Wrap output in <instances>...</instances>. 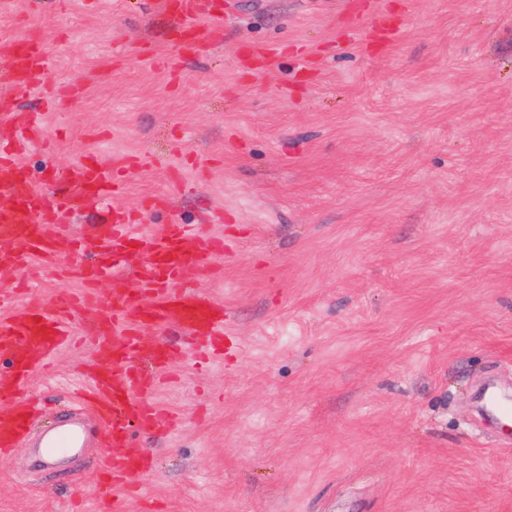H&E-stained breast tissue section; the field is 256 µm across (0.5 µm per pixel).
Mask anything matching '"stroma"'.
I'll return each mask as SVG.
<instances>
[{
	"label": "stroma",
	"instance_id": "obj_1",
	"mask_svg": "<svg viewBox=\"0 0 512 512\" xmlns=\"http://www.w3.org/2000/svg\"><path fill=\"white\" fill-rule=\"evenodd\" d=\"M218 5L229 24L182 54L162 0H0V64L14 38L55 61L28 93L0 86V113H46L20 155L32 178L62 194L85 155H127L136 231L204 224L226 244L218 272L184 277L224 307V358L152 332L171 353L153 398L177 420L129 427L152 469L117 489L124 512H512V433L474 401L512 385V0ZM117 202L87 201L63 237ZM140 261L113 257L101 305ZM96 264L35 261L21 291L0 281V317ZM73 322L79 342L22 390L39 412L0 456V512H112L109 426L80 396L99 326ZM72 415L82 453L39 465L32 442Z\"/></svg>",
	"mask_w": 512,
	"mask_h": 512
}]
</instances>
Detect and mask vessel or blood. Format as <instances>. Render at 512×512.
<instances>
[{"label":"vessel or blood","mask_w":512,"mask_h":512,"mask_svg":"<svg viewBox=\"0 0 512 512\" xmlns=\"http://www.w3.org/2000/svg\"><path fill=\"white\" fill-rule=\"evenodd\" d=\"M166 7L176 21L177 48L191 53L204 47L208 31L201 19L211 17L206 0H168ZM52 57L37 40L25 49L9 46L6 73L13 90H26L36 74L49 71ZM0 127L37 131L42 115L28 112L0 114ZM18 149L11 143L0 144V195L9 196L13 204L0 210V276L11 277L28 268L32 258L53 262L61 247L71 252L93 251L103 259L129 250L143 255L139 268L140 288L135 292L115 289L112 304L101 307L92 287L99 272L83 269L85 283L81 293L60 298L52 307L26 304L0 319V357L12 364L9 377L0 379V448H11L23 435L30 407L21 399V389L63 346L72 341L76 330L72 316L88 311L102 318L106 332L100 338L95 365L87 379L96 398L99 416L112 424V445L117 455L108 458L107 470L113 486L132 487L150 470V458L143 449L129 446L122 416L134 418L147 429L170 428L175 416L158 408L153 392L158 383L151 375L133 365L131 358L142 351L148 329L170 322L178 323L193 336H203L208 347L200 351L209 359L213 349L224 345V310L204 295L181 288L185 267L195 264L212 268L224 253V239L210 233L201 224H164L157 232L134 231L133 219L126 209L112 210V226L97 237L64 241L50 231V224L69 223L78 206L97 196H115L122 192L120 173L129 160L114 155L110 163L96 156L81 159L67 173L69 193L49 196L39 189L22 166ZM120 420H113V413ZM76 427L62 425L44 440L47 454L55 455L77 447Z\"/></svg>","instance_id":"b4317fda"}]
</instances>
